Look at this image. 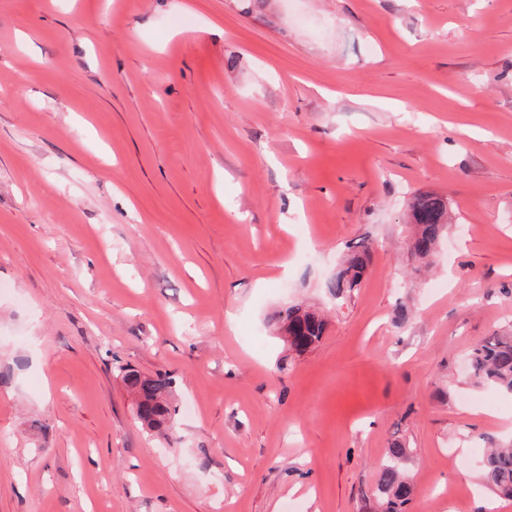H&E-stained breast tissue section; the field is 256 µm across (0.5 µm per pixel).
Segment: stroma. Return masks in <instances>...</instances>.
<instances>
[{"label":"stroma","instance_id":"1","mask_svg":"<svg viewBox=\"0 0 512 512\" xmlns=\"http://www.w3.org/2000/svg\"><path fill=\"white\" fill-rule=\"evenodd\" d=\"M504 329L512 0H0V512H377L397 442L408 512H512L471 456L512 440L468 378ZM127 368L174 379L172 437ZM408 209L413 226L410 255L419 260L427 259L448 229V199L436 193H421L409 201ZM341 271L328 283V291L336 299L350 296L365 278L370 264V247L366 241L348 246ZM275 322L281 326L289 346L297 353H305L315 348L322 340L327 323L322 316L292 304L276 312Z\"/></svg>","mask_w":512,"mask_h":512}]
</instances>
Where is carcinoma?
Here are the masks:
<instances>
[{"mask_svg": "<svg viewBox=\"0 0 512 512\" xmlns=\"http://www.w3.org/2000/svg\"><path fill=\"white\" fill-rule=\"evenodd\" d=\"M409 220L413 226L410 255L424 260L436 250L449 224L448 199L436 193H421L408 203ZM370 264V247L366 241L348 247L341 271L328 283V291L343 299L361 285ZM275 322L281 326L289 346L298 353L315 348L322 340L327 323L317 313L292 304L276 312ZM471 378L477 385H487L512 393V336H490L469 352ZM123 381L135 393L137 421L150 431L171 427L173 382L165 373L146 376L127 369ZM488 448L482 458L484 477L493 491L512 498V445H500L492 436L486 437ZM408 449L395 444L389 449V461L382 467L377 482V503L381 512H405L412 487L399 468Z\"/></svg>", "mask_w": 512, "mask_h": 512, "instance_id": "obj_1", "label": "carcinoma"}]
</instances>
